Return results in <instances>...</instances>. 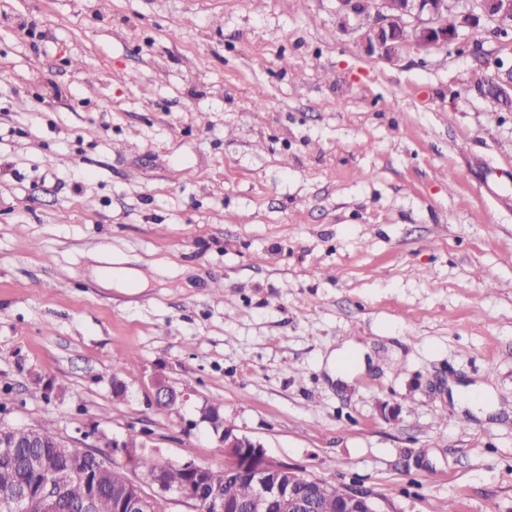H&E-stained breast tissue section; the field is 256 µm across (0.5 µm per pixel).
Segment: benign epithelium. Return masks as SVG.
<instances>
[{
	"mask_svg": "<svg viewBox=\"0 0 512 512\" xmlns=\"http://www.w3.org/2000/svg\"><path fill=\"white\" fill-rule=\"evenodd\" d=\"M389 0H336L339 29L361 32L368 52L378 54L392 65L399 64L412 51L432 53L453 46L467 47L464 32L485 20L499 36L512 33V0H397V9L387 8ZM493 74L477 78L476 90L484 98L504 109L512 107V63L495 58L487 62ZM157 404L182 403L183 391H171V386L158 379L153 384ZM216 447L230 452L235 470L247 476L253 484L249 512H309L316 478L299 470L274 464L264 455L263 445L231 426L214 434ZM42 448L44 444L36 429H31L28 442L18 444L7 437L0 438V461H15V448ZM22 466L43 476V488L33 492V486L23 483L13 494L15 512H28L36 505L38 512H95L97 490H92L80 502L70 504L56 488L59 479L57 461L45 454H30ZM156 495H177L193 501L196 506L211 508V512H233L235 504L222 495L209 494L204 484L173 488L157 475L151 480ZM152 496L141 485L131 481L116 493V512H150ZM342 512H381L371 492L362 488L343 490Z\"/></svg>",
	"mask_w": 512,
	"mask_h": 512,
	"instance_id": "obj_1",
	"label": "benign epithelium"
}]
</instances>
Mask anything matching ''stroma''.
I'll return each instance as SVG.
<instances>
[{
	"mask_svg": "<svg viewBox=\"0 0 512 512\" xmlns=\"http://www.w3.org/2000/svg\"><path fill=\"white\" fill-rule=\"evenodd\" d=\"M251 2L0 0V421L221 469L216 400L384 512H512V111L474 87L512 38L393 65L335 0Z\"/></svg>",
	"mask_w": 512,
	"mask_h": 512,
	"instance_id": "obj_1",
	"label": "stroma"
}]
</instances>
